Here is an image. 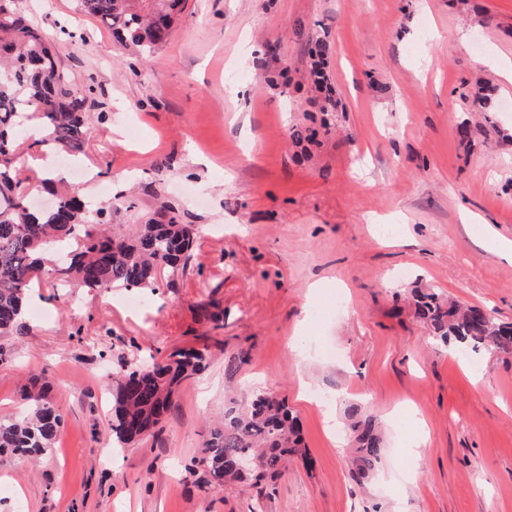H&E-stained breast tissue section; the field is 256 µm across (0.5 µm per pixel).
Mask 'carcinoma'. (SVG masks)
Returning a JSON list of instances; mask_svg holds the SVG:
<instances>
[{"label": "carcinoma", "instance_id": "carcinoma-1", "mask_svg": "<svg viewBox=\"0 0 512 512\" xmlns=\"http://www.w3.org/2000/svg\"><path fill=\"white\" fill-rule=\"evenodd\" d=\"M81 12L112 30L118 41L145 54L166 42L182 0H76ZM485 121L495 112L492 90L475 93ZM88 96L73 87L48 38L20 0H0V336L25 330L24 307L35 283L72 280L91 292L112 288L155 290L169 271L187 267L196 228L183 224L170 207L164 223L149 219L128 232L110 229L107 210L90 208L80 196L59 186L48 208L30 205L18 164L25 141L20 129L39 128L38 146L82 151L90 139ZM417 319L443 346L455 340L472 351L512 354V326L479 306L451 302L433 288L411 290ZM209 347L175 349L161 362L137 359L110 384L112 436L118 446L141 439L161 422L182 383L206 368ZM250 360V350L224 357V371L235 372ZM47 377L32 379L24 394L27 411L0 419V452L32 459L54 447L63 417L51 399ZM353 439V463L362 479L371 477L384 451L377 418L357 403L345 408ZM294 457L308 459L298 417L272 392L254 396L246 407L224 405V423L207 434L202 456L187 468L199 491L208 495L250 477L276 484Z\"/></svg>", "mask_w": 512, "mask_h": 512}]
</instances>
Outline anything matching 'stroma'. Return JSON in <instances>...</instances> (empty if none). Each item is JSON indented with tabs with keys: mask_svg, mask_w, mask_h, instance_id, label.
Masks as SVG:
<instances>
[{
	"mask_svg": "<svg viewBox=\"0 0 512 512\" xmlns=\"http://www.w3.org/2000/svg\"><path fill=\"white\" fill-rule=\"evenodd\" d=\"M88 100L94 132L57 162L114 224L144 223L166 199L197 225L186 271L142 291L35 289L28 329L0 338V418L46 373L64 418L32 463L0 455V512H512V357L462 358L428 338L407 300L434 288L512 323V0H185L149 58L77 13L23 0ZM322 62L337 110L325 113ZM495 89L482 122L474 79ZM294 128L317 129L296 144ZM379 224H396L393 236ZM216 301L223 328L200 309ZM320 317H312V308ZM209 346L154 434L116 447L108 382L134 354ZM251 359L225 373L226 354ZM271 390L299 418L312 467L272 488L202 494L186 471L227 401ZM362 404L386 447L352 475L344 410Z\"/></svg>",
	"mask_w": 512,
	"mask_h": 512,
	"instance_id": "stroma-1",
	"label": "stroma"
}]
</instances>
